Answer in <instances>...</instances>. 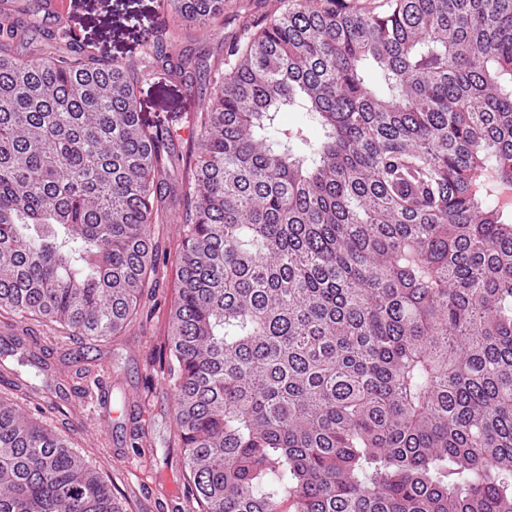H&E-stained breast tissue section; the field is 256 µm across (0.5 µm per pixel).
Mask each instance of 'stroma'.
<instances>
[{
  "instance_id": "35a3bbf8",
  "label": "stroma",
  "mask_w": 512,
  "mask_h": 512,
  "mask_svg": "<svg viewBox=\"0 0 512 512\" xmlns=\"http://www.w3.org/2000/svg\"><path fill=\"white\" fill-rule=\"evenodd\" d=\"M23 2L35 11L36 22L25 27L18 50L31 60L42 36L62 26L81 30L110 58L135 60L140 56L138 22L157 9V0H64L58 18L45 11V0ZM254 9L252 0H225L223 24L209 31L189 29L192 46L202 51L193 89L154 76L142 81L143 111L177 116L180 151L192 147L188 118L208 102L209 75L223 68L226 43ZM151 238L162 257L156 289L145 301L146 316L119 335L99 341L54 324L0 317V345L20 336L48 364L47 375L36 378L18 356L0 362V397L37 411L39 419L69 434L89 466L111 484L122 512H196L174 439L175 393L159 369L170 331L169 311L178 293L171 258L180 248L181 229L156 224Z\"/></svg>"
}]
</instances>
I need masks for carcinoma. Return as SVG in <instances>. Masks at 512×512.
<instances>
[{"instance_id":"obj_1","label":"carcinoma","mask_w":512,"mask_h":512,"mask_svg":"<svg viewBox=\"0 0 512 512\" xmlns=\"http://www.w3.org/2000/svg\"><path fill=\"white\" fill-rule=\"evenodd\" d=\"M223 14L159 0L138 60L66 27L33 63L0 11V315L118 335L179 224L162 377L199 512H512V0H262L187 156L137 92ZM286 109L321 135H262ZM0 512L120 509L1 400Z\"/></svg>"}]
</instances>
